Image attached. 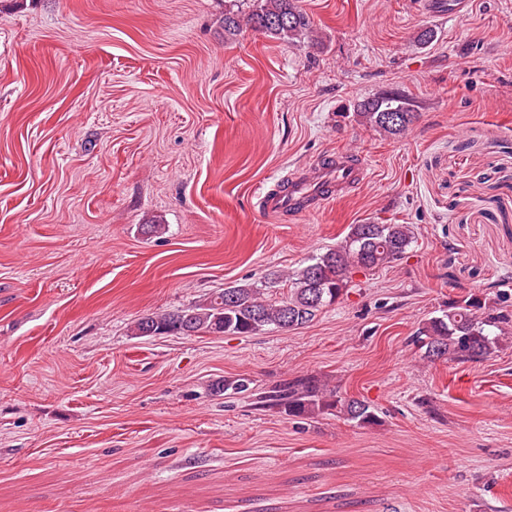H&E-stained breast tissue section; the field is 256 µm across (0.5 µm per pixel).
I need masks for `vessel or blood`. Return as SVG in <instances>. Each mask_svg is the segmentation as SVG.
Instances as JSON below:
<instances>
[{"label":"vessel or blood","instance_id":"obj_1","mask_svg":"<svg viewBox=\"0 0 512 512\" xmlns=\"http://www.w3.org/2000/svg\"><path fill=\"white\" fill-rule=\"evenodd\" d=\"M365 177L366 168L357 155L328 156L263 191L257 207L272 216L311 215L322 211L334 197L358 189Z\"/></svg>","mask_w":512,"mask_h":512}]
</instances>
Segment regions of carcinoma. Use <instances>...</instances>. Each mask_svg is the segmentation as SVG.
<instances>
[{"mask_svg":"<svg viewBox=\"0 0 512 512\" xmlns=\"http://www.w3.org/2000/svg\"><path fill=\"white\" fill-rule=\"evenodd\" d=\"M246 24L266 35L311 45L321 43L309 15L298 0H254ZM359 122L391 136L403 134L415 119L411 104L390 93L357 104ZM413 242L407 224H353L340 245L312 258L289 276L290 288L269 300L250 284L231 285L182 309L134 322L135 336H192L198 333L249 336L268 326L290 330L313 321L348 287L354 270L370 271L399 260ZM512 294L502 291L488 302L471 293L448 303L447 309L419 324L416 341L423 358L476 361L504 346L512 334ZM259 403L284 409L293 417L334 411L359 426L378 423L375 410L358 398H342L336 388L314 376H301L261 393Z\"/></svg>","mask_w":512,"mask_h":512,"instance_id":"1","label":"carcinoma"}]
</instances>
